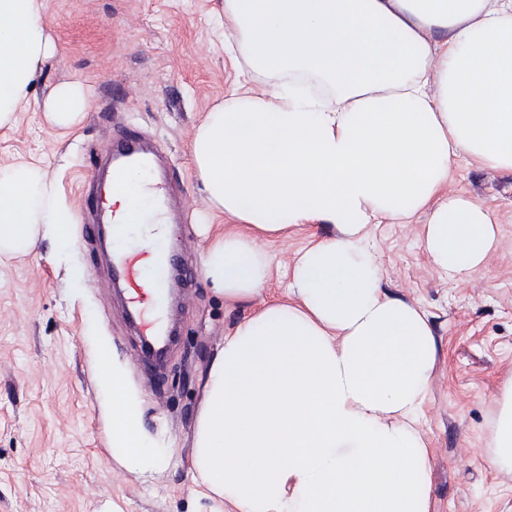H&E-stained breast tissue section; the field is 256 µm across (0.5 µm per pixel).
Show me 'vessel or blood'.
Listing matches in <instances>:
<instances>
[{
	"label": "vessel or blood",
	"mask_w": 512,
	"mask_h": 512,
	"mask_svg": "<svg viewBox=\"0 0 512 512\" xmlns=\"http://www.w3.org/2000/svg\"><path fill=\"white\" fill-rule=\"evenodd\" d=\"M158 161V152L146 146L142 132L126 130L112 147L109 184L85 194L86 211L94 217L93 222L85 224V235L112 246V283L121 288L128 320L151 360L164 355L172 336L171 328L165 327L162 317L167 298L166 282L173 270L182 268L183 263L174 251L162 249L155 241L142 240L136 248H128L126 226L117 222L108 197L112 189L118 188L156 209L167 207L173 189L167 179L139 184L128 177L130 169L151 171Z\"/></svg>",
	"instance_id": "1"
}]
</instances>
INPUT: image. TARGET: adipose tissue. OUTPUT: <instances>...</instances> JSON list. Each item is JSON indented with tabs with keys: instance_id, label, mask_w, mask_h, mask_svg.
<instances>
[{
	"instance_id": "1",
	"label": "adipose tissue",
	"mask_w": 512,
	"mask_h": 512,
	"mask_svg": "<svg viewBox=\"0 0 512 512\" xmlns=\"http://www.w3.org/2000/svg\"><path fill=\"white\" fill-rule=\"evenodd\" d=\"M224 44L273 83L206 112L190 142L212 211L232 217L201 272L225 300L261 295L260 237L325 222L294 302H269L224 338L196 419L192 466L212 512H430L427 445L415 428L435 360L420 308L388 297L362 231L428 210L422 247L453 278L497 245L491 211L442 192L459 155L512 172V0H224ZM54 46L41 0H0V127L30 101ZM75 84L47 120L74 127ZM75 221L40 168L0 175V255L44 239L68 249ZM98 384L112 453L133 472L170 457L142 430L140 400L109 356Z\"/></svg>"
}]
</instances>
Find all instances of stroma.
Masks as SVG:
<instances>
[{
  "label": "stroma",
  "instance_id": "1",
  "mask_svg": "<svg viewBox=\"0 0 512 512\" xmlns=\"http://www.w3.org/2000/svg\"><path fill=\"white\" fill-rule=\"evenodd\" d=\"M56 53L39 66L32 102L0 127V170L19 161L42 166L60 200L79 198L113 139L133 126L164 149L184 190L187 220L168 242L187 257L191 287L170 318L179 336L160 369L140 361V338L122 298L108 286L107 259L82 237L61 251L43 242L30 254L0 255V512H203L191 496L193 432L206 372L226 334L288 279L273 272L268 290L226 302L200 271L204 247L223 229L192 174L189 145L205 112L242 79L213 20L224 0H43ZM80 83L88 97L70 130L50 125L44 103L55 87ZM446 194L488 207L499 246L464 280L442 274L421 244L427 211L407 221L381 219L365 236L389 297L418 306L436 354L419 429L428 445L430 512H512V466L495 463L497 399L512 378V173L460 156ZM315 222L260 242L280 263L335 235ZM107 348L145 404V433L170 449L163 476L130 472L112 454V418L97 382Z\"/></svg>",
  "mask_w": 512,
  "mask_h": 512
}]
</instances>
